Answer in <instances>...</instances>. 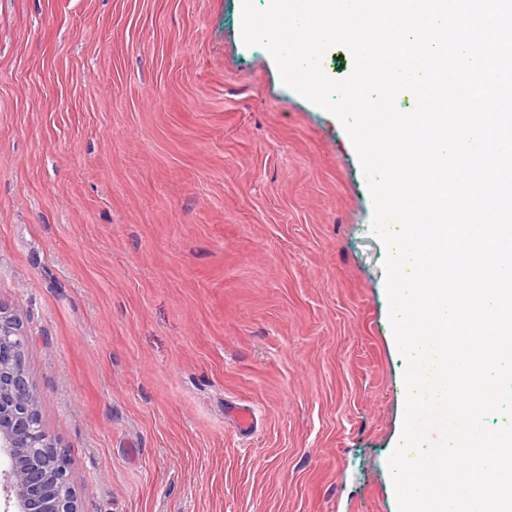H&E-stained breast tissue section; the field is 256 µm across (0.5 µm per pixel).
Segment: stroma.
Listing matches in <instances>:
<instances>
[{"mask_svg":"<svg viewBox=\"0 0 512 512\" xmlns=\"http://www.w3.org/2000/svg\"><path fill=\"white\" fill-rule=\"evenodd\" d=\"M240 28L241 0H0V305L84 512H397L373 198Z\"/></svg>","mask_w":512,"mask_h":512,"instance_id":"obj_1","label":"stroma"}]
</instances>
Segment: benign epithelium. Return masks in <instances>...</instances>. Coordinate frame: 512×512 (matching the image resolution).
Instances as JSON below:
<instances>
[{
    "instance_id": "benign-epithelium-1",
    "label": "benign epithelium",
    "mask_w": 512,
    "mask_h": 512,
    "mask_svg": "<svg viewBox=\"0 0 512 512\" xmlns=\"http://www.w3.org/2000/svg\"><path fill=\"white\" fill-rule=\"evenodd\" d=\"M29 336L0 307V492L3 512H82L68 458L46 433L24 352Z\"/></svg>"
}]
</instances>
